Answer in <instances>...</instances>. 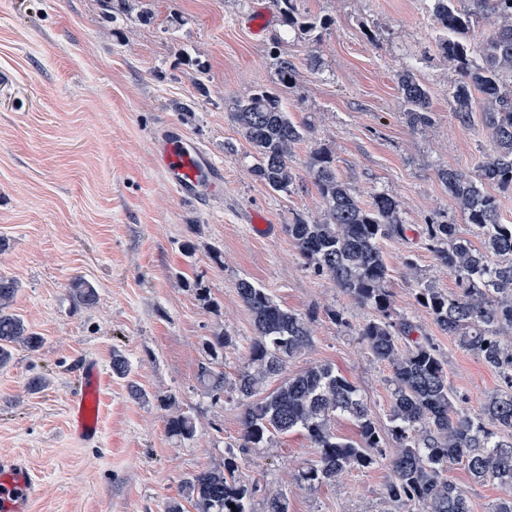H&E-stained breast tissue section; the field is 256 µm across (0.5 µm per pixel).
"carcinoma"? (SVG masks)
I'll list each match as a JSON object with an SVG mask.
<instances>
[{"label":"carcinoma","instance_id":"carcinoma-1","mask_svg":"<svg viewBox=\"0 0 512 512\" xmlns=\"http://www.w3.org/2000/svg\"><path fill=\"white\" fill-rule=\"evenodd\" d=\"M429 2L437 50L455 74L448 89L450 111L459 122L469 123L474 100L481 97L486 103L482 122L493 150L475 176L439 170L469 229L463 232L459 225L443 222L427 225V246L455 277L457 290L419 281L416 299L459 348L498 372L504 387L487 395L480 412H471L451 388L447 361L434 341L412 339L417 326L394 316L382 244L405 234L400 204L385 193L368 204L361 202L336 172L333 152L318 146L305 168L321 210L315 216L295 215L285 230L307 271L374 311L357 334L371 357L392 369L389 421L394 445L386 453L359 389L329 364L310 366L265 391L290 359L311 346L316 312L296 313L268 289L242 279L237 290L253 317L255 336L233 383L244 406L240 448H258L277 435L303 434L319 449L317 463L301 475L310 485H334L348 469L383 464L390 471L384 496L407 512H472L468 492L445 476L460 465L473 483L492 481L505 491L489 512H512V224L501 221L495 198L483 189L485 183L512 187V0ZM273 3L288 33L310 44L330 25L329 19L302 11L300 0ZM486 19L494 22L492 31L477 43L475 25ZM273 67L272 85L258 86L236 100L230 116L251 148L252 176L270 191L287 194L303 181L294 166L295 148L307 140L311 124L293 120L283 103L284 94L296 84L295 62L277 52ZM397 85L408 126L430 124L431 95L413 70L399 71ZM17 291L15 280L0 277V368L10 363L16 346L37 352L45 343L21 316L10 312ZM70 292L81 305L97 299L94 286L82 278L71 282ZM235 347L224 332L201 341L196 379L217 401L226 383L224 357ZM130 373L128 360L112 353V374L128 380L132 398H146ZM338 415L355 422L357 439L336 436L331 421ZM166 429L172 437L191 441L196 418L189 410H179L168 416ZM237 471L232 454L224 459V469H205L182 479L166 512H185L187 503L195 512H248L251 490Z\"/></svg>","mask_w":512,"mask_h":512}]
</instances>
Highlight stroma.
Listing matches in <instances>:
<instances>
[{
	"instance_id": "obj_1",
	"label": "stroma",
	"mask_w": 512,
	"mask_h": 512,
	"mask_svg": "<svg viewBox=\"0 0 512 512\" xmlns=\"http://www.w3.org/2000/svg\"><path fill=\"white\" fill-rule=\"evenodd\" d=\"M333 20L316 45L289 35L272 0H154L152 23L133 18L132 0H0V276L17 281L11 310L45 338L36 353L18 346L0 368V458L25 456L38 477L34 512H164L183 478L220 468L241 442L243 405L231 386L254 335L236 285L248 279L288 309L315 312L312 345L285 376L331 364L355 383L382 437H389L391 369L371 359L356 325L371 315L328 280L305 270L284 226L313 215L312 189L276 194L249 172V147L229 112L273 78L272 48L298 67L286 104L312 130L295 152L304 168L316 143L327 144L336 171L363 202L387 193L401 205L404 238L384 242L393 307L438 343L448 379L471 411L501 379L456 347L418 305L417 280L451 289L454 277L423 242L432 223H462L438 178L452 166L475 173L491 153L483 101L471 123L448 107L453 76L434 42L429 0H303ZM267 16L262 33L249 23ZM376 32L367 39L365 29ZM320 58L319 69L308 65ZM408 67L432 97L430 125L410 128L396 74ZM204 81L207 95L195 85ZM193 101L185 114L177 103ZM167 121L224 169V195L206 206L179 200L153 159V135ZM264 212L270 233L247 224ZM195 245L194 258L182 251ZM414 254L417 269L404 266ZM92 282L95 304L75 305L71 280ZM202 280L211 303L189 283ZM344 309L350 328L326 309ZM235 336L224 360L221 400L197 382L200 341ZM128 359L146 396L132 398L108 376L102 444L84 448L67 433V400L80 386L85 355ZM47 386L29 391V378ZM191 411L197 435L169 436L166 419ZM319 451L301 434L276 437L239 457V479L252 487L249 512H265L270 494H286L290 512H395L383 494L386 467L346 471L336 485L311 486L300 475Z\"/></svg>"
}]
</instances>
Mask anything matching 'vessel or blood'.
<instances>
[{"label":"vessel or blood","instance_id":"1","mask_svg":"<svg viewBox=\"0 0 512 512\" xmlns=\"http://www.w3.org/2000/svg\"><path fill=\"white\" fill-rule=\"evenodd\" d=\"M153 155L166 183L183 200L206 202L222 196L224 170L191 141L177 124L162 126L153 139ZM81 387L67 409L69 433L79 444H98L102 436L101 392L105 381L97 359H84ZM37 482L26 459L0 460V512H32Z\"/></svg>","mask_w":512,"mask_h":512}]
</instances>
